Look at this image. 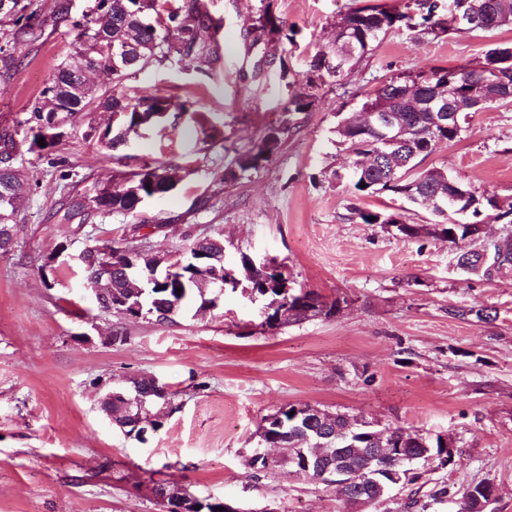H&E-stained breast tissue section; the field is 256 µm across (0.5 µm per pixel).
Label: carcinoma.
I'll use <instances>...</instances> for the list:
<instances>
[{
    "label": "carcinoma",
    "mask_w": 512,
    "mask_h": 512,
    "mask_svg": "<svg viewBox=\"0 0 512 512\" xmlns=\"http://www.w3.org/2000/svg\"><path fill=\"white\" fill-rule=\"evenodd\" d=\"M166 9L168 24L179 32V39L169 43L161 35L160 9ZM406 11L387 9L381 6L356 8L344 14L336 22V35L332 44L315 53L309 60L304 91L288 102V111L307 112L316 99L320 82L326 79L344 80L353 67L371 53L390 32L400 26H413L419 34L428 36L451 35L461 31L456 17L468 10L477 9L483 17L500 25L512 21V0H450L448 16L437 17L436 0H411L405 4ZM57 19L72 21L77 29L71 52L56 67L47 85L28 110L25 123L36 130L42 125H63L80 119L94 102L123 115L125 127L107 140L111 149L126 141L129 132L141 126H152L164 121L168 112L183 105L162 97H115L108 92L97 94V89L86 85L85 73L93 65L104 72L112 73V82L120 84L129 76L153 63L163 66L173 57L208 63L212 60L213 47L211 24L202 11L199 0H93L90 9L81 18L71 20L70 0H58ZM0 74L14 71L17 63L11 48L16 41L32 37L43 22L35 13L15 15L0 12ZM255 30L270 36L281 32L273 16L265 11L257 19ZM121 42L131 48L134 63L127 66L121 60H113L109 42ZM512 83V47H496L485 54L484 61L477 66L454 68L432 67L411 79L396 77L385 81L369 94L361 107L385 109L396 116V121L412 129L409 139L392 142L384 139L372 129H364L349 113L341 118L337 133L347 151V172L353 187L359 194L389 191L415 203L429 195L444 201V209L434 212L449 219L433 232L456 247L455 265L466 273L484 281L493 282L502 276L505 269L512 271V202L505 204L493 196L475 194L471 187L455 180L441 169L416 172L418 165L444 142L454 141L464 127L441 129L430 127L427 103L434 98L436 90L456 82L470 99L475 111L481 112L495 104H511L512 97H493V84L502 81ZM280 128H270L255 147L238 156L240 171L257 167L261 161L274 155L281 143ZM16 150L12 134L6 128L0 130V251L6 252L16 235L15 212L17 201L25 192L24 183L11 163ZM123 187L103 189L94 199L101 213L131 212L138 197H162L175 188L169 172L162 167H144L138 171L120 175ZM351 214L364 224L374 222L393 227L402 236L419 238V225L407 222L400 213L369 212L357 207ZM494 219L505 221V233L490 244L486 261H480L475 251L478 225ZM78 263L87 284L95 288L99 278H104L112 288V312L120 313L119 300L127 305H138L149 311L159 306L172 320L193 293L202 297L200 308L214 306L213 299L204 298L205 290L221 286L226 282L227 266L224 264V240L204 237L195 240L185 258L183 279L171 280L165 276L168 266L165 258L132 242L123 246H95L78 257ZM283 274L253 267L247 257H242L241 266L235 268V284L230 290L250 293L265 300L270 310L269 317L287 314L286 324H297L312 317L329 315L334 306L321 301L314 292L293 288L285 291L281 287ZM181 292H176V289ZM448 314L459 318L471 317L478 322H488L494 316L484 308H452ZM272 421L265 424L270 439L288 445L286 465L298 474H305L307 460L317 440L313 431H324L327 437L322 442L330 448L329 460L359 471L368 449L374 447L367 436L374 428L356 427L353 433L342 431V425L327 418L310 405L289 404L271 415ZM386 440L394 448L403 449V454L420 458L441 452L442 437H425L400 429H384ZM492 483L480 481L469 485L459 493L445 483H435L431 497L434 500L450 498L456 500L458 512H487L485 504ZM389 493L386 479L368 485L355 483L346 492L345 506L352 509L358 498L369 497L377 504Z\"/></svg>",
    "instance_id": "cac0c4a2"
}]
</instances>
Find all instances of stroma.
<instances>
[{
    "label": "stroma",
    "instance_id": "stroma-1",
    "mask_svg": "<svg viewBox=\"0 0 512 512\" xmlns=\"http://www.w3.org/2000/svg\"><path fill=\"white\" fill-rule=\"evenodd\" d=\"M203 2L216 28L211 62L148 65L118 85L93 79L118 97L187 100L190 111L110 150L98 133L117 117L98 108L39 151L29 147L27 108L76 31L57 21L56 0H22L45 27L41 38L16 43L18 66L0 78V128L13 133V165L29 187L17 205L16 243L0 253V512H160L149 492L155 482L246 512H346L335 488L249 467L263 418L288 404L451 436L454 463L431 481L460 490L491 481L493 512H512V274L492 283L465 276L446 239H409L351 219L355 206L439 221L430 206L389 192L359 195L334 177L346 162L339 116L358 110L364 92L434 66L476 65L488 50L512 46V23L437 39L401 28L345 86L326 83L309 111L291 112L309 59L332 43L341 15L405 0ZM266 11L282 31L255 38ZM271 126L284 129L278 152L236 172L239 154ZM145 165L172 169L176 189L130 213L96 211L100 189ZM422 167L512 202V106L471 113L459 138ZM203 237L222 238L229 262L283 259L296 287L335 304L334 313L272 327L264 300L228 291L216 306H188L168 323L130 321L98 307L77 262L86 247L131 240L176 259ZM470 307L497 317L448 315ZM118 330L124 342H113ZM135 378L171 392L162 428L143 442L101 409L105 393Z\"/></svg>",
    "mask_w": 512,
    "mask_h": 512
}]
</instances>
